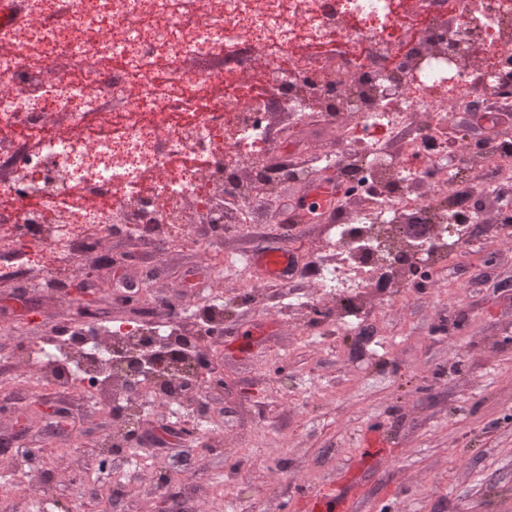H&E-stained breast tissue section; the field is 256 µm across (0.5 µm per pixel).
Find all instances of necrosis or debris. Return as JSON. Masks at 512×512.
Instances as JSON below:
<instances>
[{"label": "necrosis or debris", "mask_w": 512, "mask_h": 512, "mask_svg": "<svg viewBox=\"0 0 512 512\" xmlns=\"http://www.w3.org/2000/svg\"><path fill=\"white\" fill-rule=\"evenodd\" d=\"M27 26L0 24V284L34 272L62 287L115 238L206 259L208 282L149 326H73L48 338L25 319L6 327L0 385L23 380L79 391L112 419L96 468L78 467L73 505L95 485L152 494L168 460L129 447L160 412L197 441L221 435L218 385L196 366L203 336L224 324L231 281L250 295L246 253L225 237L307 220L327 225L308 282L287 295L307 335L371 336L377 313L471 248L473 229L512 241V0H25ZM491 122L488 141L438 135L453 114ZM310 193L280 213V188ZM0 465L28 512H55L42 493L57 466L34 448Z\"/></svg>", "instance_id": "necrosis-or-debris-1"}]
</instances>
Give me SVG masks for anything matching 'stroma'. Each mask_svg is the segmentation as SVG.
<instances>
[{
	"label": "stroma",
	"mask_w": 512,
	"mask_h": 512,
	"mask_svg": "<svg viewBox=\"0 0 512 512\" xmlns=\"http://www.w3.org/2000/svg\"><path fill=\"white\" fill-rule=\"evenodd\" d=\"M101 279L113 275L111 257H125L130 277L155 266L157 284L193 273L191 256L152 252L116 238ZM448 287H461L458 308L417 289L411 303L383 315L378 326L391 348L365 353L354 336L326 337L318 347L300 325L268 323L270 297L239 301L224 314V346L214 363L224 374L217 407L223 451L191 447L181 436L164 446L168 475L181 479L180 512L212 492L213 480L234 469L255 486L274 489L269 512H309L301 489L335 486L350 497L351 512H512V247L482 228L466 257L449 262ZM23 304L30 329L51 335L61 310L56 300L28 288L0 286V325ZM288 356V371L336 391L308 406L276 396L273 362ZM42 393L25 397L26 428L0 418V439L39 445L61 469L72 461L94 464V443L109 426L103 415L72 411L65 431L52 433ZM280 432L287 449L244 454L241 437L255 429ZM375 438L380 449L367 448Z\"/></svg>",
	"instance_id": "stroma-1"
}]
</instances>
